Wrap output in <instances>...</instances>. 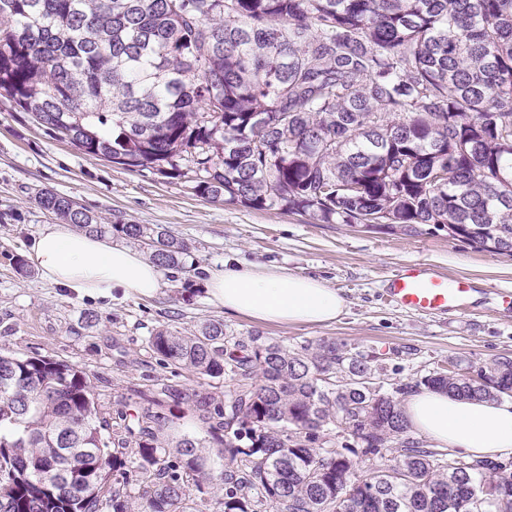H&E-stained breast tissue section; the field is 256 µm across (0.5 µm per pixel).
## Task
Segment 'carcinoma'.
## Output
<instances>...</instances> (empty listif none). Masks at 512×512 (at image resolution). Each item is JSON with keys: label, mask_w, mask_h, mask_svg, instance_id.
Returning <instances> with one entry per match:
<instances>
[{"label": "carcinoma", "mask_w": 512, "mask_h": 512, "mask_svg": "<svg viewBox=\"0 0 512 512\" xmlns=\"http://www.w3.org/2000/svg\"><path fill=\"white\" fill-rule=\"evenodd\" d=\"M0 96L85 155L193 172L212 201L414 234L465 224L448 237L512 250V0H0ZM35 201L183 268L188 245L159 224ZM149 346L196 379L161 394L193 403L207 437L170 439L135 388L138 412L107 438L84 371L0 353V512H206L210 489L222 512H512L507 465L407 437L400 401L366 386L383 373L373 355L220 320ZM420 384L512 397V359Z\"/></svg>", "instance_id": "1"}]
</instances>
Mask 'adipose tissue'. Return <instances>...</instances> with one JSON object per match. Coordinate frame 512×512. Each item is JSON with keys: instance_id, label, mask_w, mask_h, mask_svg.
<instances>
[{"instance_id": "adipose-tissue-1", "label": "adipose tissue", "mask_w": 512, "mask_h": 512, "mask_svg": "<svg viewBox=\"0 0 512 512\" xmlns=\"http://www.w3.org/2000/svg\"><path fill=\"white\" fill-rule=\"evenodd\" d=\"M27 258L41 278L80 295L150 297L164 286L160 266L138 250L67 224H48ZM210 300L225 312L276 324L335 322L348 308L340 290L281 267L225 260L209 270ZM404 416L415 436L435 448L493 458L512 452V402L474 401L423 389L406 397Z\"/></svg>"}]
</instances>
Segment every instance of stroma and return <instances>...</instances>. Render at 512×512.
<instances>
[{"label": "stroma", "instance_id": "1", "mask_svg": "<svg viewBox=\"0 0 512 512\" xmlns=\"http://www.w3.org/2000/svg\"><path fill=\"white\" fill-rule=\"evenodd\" d=\"M192 179L170 181L81 153L0 97V352L42 356L84 371L94 387L99 419L112 429L134 408L130 386L159 393L161 383L184 385L186 371L163 367L148 338L164 326L193 331L208 319L227 334H258L288 346L328 339L355 351L385 354L382 390L415 385L433 370L464 372L497 357L512 358V256L492 255L424 226L364 230L352 224H314L280 210H254L198 196ZM42 189L73 199L104 222L159 224L189 246L180 272L145 298L103 301L47 283L35 269L19 272L35 234L55 223L34 202ZM228 258L259 261L322 279L343 292L348 311L327 326L259 323L225 314L211 303L205 271ZM433 265L476 288L473 314L413 315L383 297L388 274L410 262ZM196 290L183 301L185 284ZM96 323L85 320L86 313Z\"/></svg>", "mask_w": 512, "mask_h": 512}]
</instances>
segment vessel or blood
<instances>
[{"instance_id":"1","label":"vessel or blood","mask_w":512,"mask_h":512,"mask_svg":"<svg viewBox=\"0 0 512 512\" xmlns=\"http://www.w3.org/2000/svg\"><path fill=\"white\" fill-rule=\"evenodd\" d=\"M475 288L466 278H452L425 263H408L385 283L388 303L414 314L468 312Z\"/></svg>"}]
</instances>
